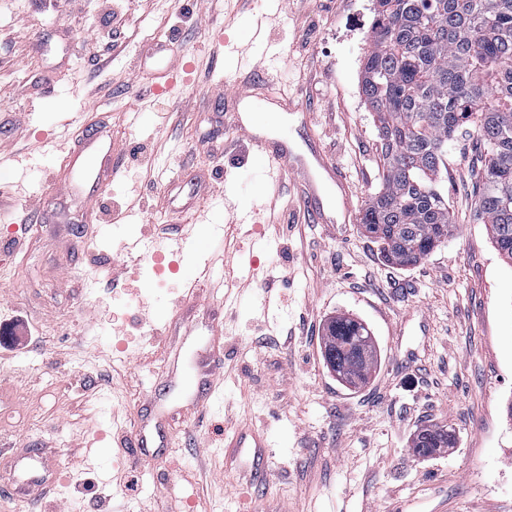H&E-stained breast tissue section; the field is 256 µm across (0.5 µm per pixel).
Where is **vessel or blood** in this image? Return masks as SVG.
Wrapping results in <instances>:
<instances>
[{"label":"vessel or blood","instance_id":"obj_1","mask_svg":"<svg viewBox=\"0 0 512 512\" xmlns=\"http://www.w3.org/2000/svg\"><path fill=\"white\" fill-rule=\"evenodd\" d=\"M234 123L247 138L252 148L269 164L270 176L289 173L305 186L304 207L313 223L332 224L335 216L327 209L325 186H333L336 200L347 215L356 210L347 185L341 175L324 159L317 148L314 136H307L306 154H298L290 147L286 138H271L257 133L243 113H235ZM117 174L112 164V139L99 131L89 132L81 150L71 153L66 160L63 188L81 195L87 206H94L98 196ZM232 456H240L244 449H252V476L260 480L265 476L262 465L264 441L257 432L235 430L224 441ZM15 483L19 490L47 482L49 473L41 453L34 452L15 460Z\"/></svg>","mask_w":512,"mask_h":512}]
</instances>
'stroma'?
<instances>
[{
  "label": "stroma",
  "instance_id": "1",
  "mask_svg": "<svg viewBox=\"0 0 512 512\" xmlns=\"http://www.w3.org/2000/svg\"><path fill=\"white\" fill-rule=\"evenodd\" d=\"M374 7L0 0V323L25 313L32 331L18 351L0 333V512L13 510L11 460L30 448L53 482L23 512H512V263L472 219L482 147L449 142L455 230L400 267L361 224L309 223L298 183L267 176L221 91L266 66L280 102L260 130L300 148L309 114L364 209L384 175L360 93ZM160 43L175 48L164 76L140 66ZM102 120L118 174L76 238L83 200L54 186ZM340 314L376 344L357 389L321 356ZM208 324L221 380L203 408L185 397V330ZM225 421L265 435L266 479L229 457ZM141 423L167 446L133 451ZM429 424L456 444L421 458L411 442Z\"/></svg>",
  "mask_w": 512,
  "mask_h": 512
}]
</instances>
